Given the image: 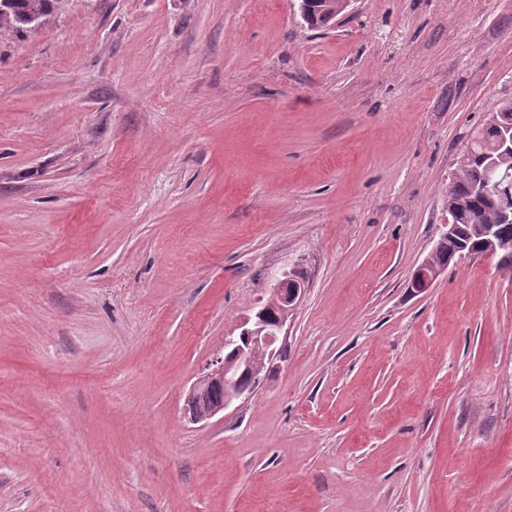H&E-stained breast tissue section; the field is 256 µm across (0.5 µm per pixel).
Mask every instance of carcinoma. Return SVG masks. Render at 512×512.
<instances>
[{"mask_svg":"<svg viewBox=\"0 0 512 512\" xmlns=\"http://www.w3.org/2000/svg\"><path fill=\"white\" fill-rule=\"evenodd\" d=\"M323 9L311 17V26L316 28L331 25L334 19L345 11L343 0H317ZM55 0H11L0 9V35L7 34L21 38L26 35L24 20L32 16L46 17L52 14ZM512 125V101L499 103L486 123L474 132L465 150L457 161L452 189L448 203L457 224L454 238L444 240L439 250L432 255L433 262L448 265L458 256L463 246L479 249L475 226L478 224H499L504 239L512 242V222L503 219V213L512 210V177L506 178L497 187L484 194L474 192V185L487 178L491 168L499 175L512 174V154L496 148L500 130Z\"/></svg>","mask_w":512,"mask_h":512,"instance_id":"obj_1","label":"carcinoma"}]
</instances>
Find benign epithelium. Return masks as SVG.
Masks as SVG:
<instances>
[{
    "label": "benign epithelium",
    "instance_id": "benign-epithelium-1",
    "mask_svg": "<svg viewBox=\"0 0 512 512\" xmlns=\"http://www.w3.org/2000/svg\"><path fill=\"white\" fill-rule=\"evenodd\" d=\"M478 235L482 238L483 244L481 255L497 260L500 269L511 270L512 251H508L497 225H479ZM441 271L442 268L438 266L422 263L416 272L415 286L421 290L430 287ZM304 291V286L291 279L288 273L282 274V278L272 288L268 302L255 313L252 324L243 327L238 337L228 341V344L234 346V354L216 362L214 368L199 377L190 387L186 402L191 421L208 420L226 410L234 401H246L254 394L260 384V378H255L250 387L242 388L236 383L235 368L241 365L246 368L252 367V354L259 348L265 349L270 357L276 353L275 345ZM215 383L224 385V401L207 409L195 407L196 399Z\"/></svg>",
    "mask_w": 512,
    "mask_h": 512
}]
</instances>
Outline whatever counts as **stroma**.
<instances>
[{"label":"stroma","mask_w":512,"mask_h":512,"mask_svg":"<svg viewBox=\"0 0 512 512\" xmlns=\"http://www.w3.org/2000/svg\"><path fill=\"white\" fill-rule=\"evenodd\" d=\"M512 0H66L0 38V512H512V274L412 286ZM253 397L190 386L282 274ZM318 10L311 17V27L321 28L331 25L334 19L345 11L343 0H315ZM321 3L324 5L321 12Z\"/></svg>","instance_id":"stroma-1"}]
</instances>
